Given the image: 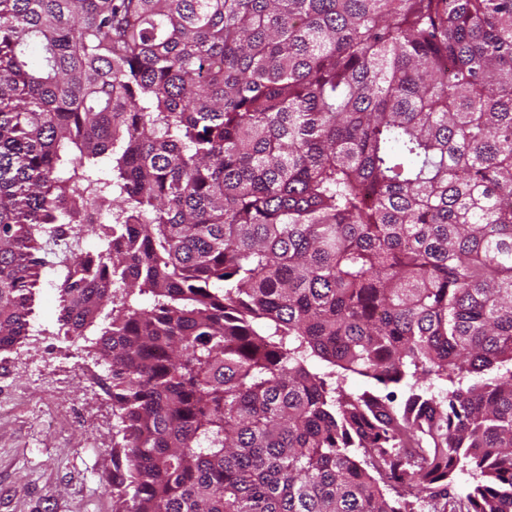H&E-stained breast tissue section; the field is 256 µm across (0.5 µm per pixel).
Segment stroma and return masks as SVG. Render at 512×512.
<instances>
[{
  "instance_id": "stroma-1",
  "label": "stroma",
  "mask_w": 512,
  "mask_h": 512,
  "mask_svg": "<svg viewBox=\"0 0 512 512\" xmlns=\"http://www.w3.org/2000/svg\"><path fill=\"white\" fill-rule=\"evenodd\" d=\"M56 279L42 268L29 335L0 353V512H123L111 374L60 336Z\"/></svg>"
}]
</instances>
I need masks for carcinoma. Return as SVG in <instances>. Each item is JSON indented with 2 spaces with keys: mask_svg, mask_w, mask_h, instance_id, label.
<instances>
[{
  "mask_svg": "<svg viewBox=\"0 0 512 512\" xmlns=\"http://www.w3.org/2000/svg\"><path fill=\"white\" fill-rule=\"evenodd\" d=\"M45 266L124 512H512V0H0V352Z\"/></svg>",
  "mask_w": 512,
  "mask_h": 512,
  "instance_id": "obj_1",
  "label": "carcinoma"
}]
</instances>
